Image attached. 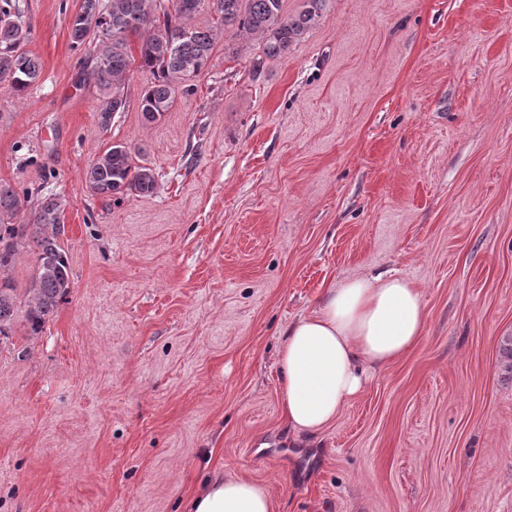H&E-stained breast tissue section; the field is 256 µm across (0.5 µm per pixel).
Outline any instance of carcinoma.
<instances>
[{"label":"carcinoma","mask_w":512,"mask_h":512,"mask_svg":"<svg viewBox=\"0 0 512 512\" xmlns=\"http://www.w3.org/2000/svg\"><path fill=\"white\" fill-rule=\"evenodd\" d=\"M330 0H303L292 16L282 15V0H216L214 24L194 23L204 0H175L168 13L160 0H83L69 23L71 48L92 62L82 75L100 90L96 114L101 128L112 125V115L127 108L126 80L133 67L151 74L138 109L146 124L159 122L178 94L195 91L196 78L211 66L216 34L233 29L249 42L259 40L261 54L253 58V72L267 59L281 57L315 26ZM19 0H0V82L15 97L26 98L40 80L41 62L25 49L29 31L20 22ZM137 38V46L131 39ZM90 191L118 204L131 196H149L157 188L154 169L144 151L127 143L111 144L86 170ZM32 196L0 183V336L8 337L16 319V294L1 277L15 262L22 243H30L37 257V275L26 311L30 335L42 331L71 288V267L60 244L64 200L57 195L39 199L31 224H15L14 216Z\"/></svg>","instance_id":"1"}]
</instances>
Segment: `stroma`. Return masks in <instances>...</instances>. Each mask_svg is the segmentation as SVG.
Listing matches in <instances>:
<instances>
[{
	"instance_id": "obj_1",
	"label": "stroma",
	"mask_w": 512,
	"mask_h": 512,
	"mask_svg": "<svg viewBox=\"0 0 512 512\" xmlns=\"http://www.w3.org/2000/svg\"><path fill=\"white\" fill-rule=\"evenodd\" d=\"M42 63L0 88V183L66 200L70 293L0 339V512H183L213 469L274 512H512V0H330L252 75L218 33L192 94L102 129L69 18L19 0ZM115 142L157 190L85 181ZM414 282L423 342L315 436L283 417L277 350L330 283Z\"/></svg>"
}]
</instances>
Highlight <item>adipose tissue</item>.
<instances>
[{
	"label": "adipose tissue",
	"instance_id": "ef3b65f1",
	"mask_svg": "<svg viewBox=\"0 0 512 512\" xmlns=\"http://www.w3.org/2000/svg\"><path fill=\"white\" fill-rule=\"evenodd\" d=\"M427 312L420 288L390 274L330 285L321 304L289 323L278 350L283 416L294 432L315 434L358 395L367 369L399 362L423 339ZM268 491L212 471L186 512H273Z\"/></svg>",
	"mask_w": 512,
	"mask_h": 512
}]
</instances>
